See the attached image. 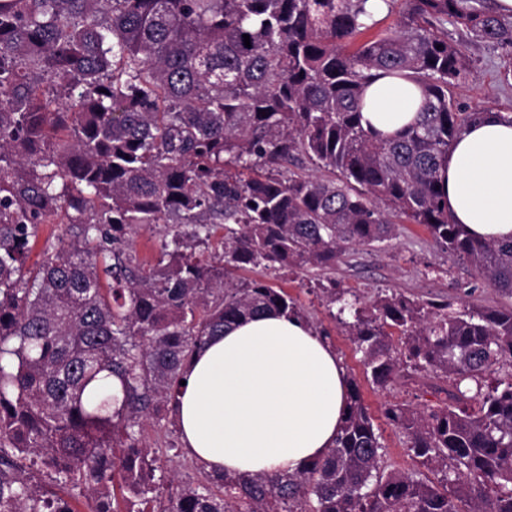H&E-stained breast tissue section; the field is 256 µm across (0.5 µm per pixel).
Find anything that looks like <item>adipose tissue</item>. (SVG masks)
<instances>
[{"label":"adipose tissue","mask_w":512,"mask_h":512,"mask_svg":"<svg viewBox=\"0 0 512 512\" xmlns=\"http://www.w3.org/2000/svg\"><path fill=\"white\" fill-rule=\"evenodd\" d=\"M419 87L369 85L363 124L386 136L414 121ZM455 223L476 239H512V122L485 113L457 139L439 174ZM347 373L305 321L271 312L226 328L192 359L174 408L180 444L208 471L243 478L295 473L333 448Z\"/></svg>","instance_id":"1"}]
</instances>
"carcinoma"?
I'll return each mask as SVG.
<instances>
[{
  "mask_svg": "<svg viewBox=\"0 0 512 512\" xmlns=\"http://www.w3.org/2000/svg\"><path fill=\"white\" fill-rule=\"evenodd\" d=\"M397 1L398 30L359 43L369 0H0V512H74L59 489L89 512H512V379L484 384L512 363V307L331 289L373 385L410 363L451 382L443 407L384 409L434 479L381 470L354 378L334 448L293 474L180 484L144 436L209 338L302 316L235 272L330 268L389 238L393 214L512 298V242L472 239L436 189L482 115L453 97L469 61L444 25L512 55V15L379 3ZM387 75L421 90L389 138L361 124ZM43 224L63 233L28 268ZM161 225L155 263L140 262L129 236Z\"/></svg>",
  "mask_w": 512,
  "mask_h": 512,
  "instance_id": "obj_1",
  "label": "carcinoma"
}]
</instances>
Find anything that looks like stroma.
<instances>
[{"label":"stroma","instance_id":"1","mask_svg":"<svg viewBox=\"0 0 512 512\" xmlns=\"http://www.w3.org/2000/svg\"><path fill=\"white\" fill-rule=\"evenodd\" d=\"M448 37L464 45L470 71L460 79L455 98L466 111L494 110L512 113V87L502 85L500 72L512 68V56L501 49L471 39L462 26L448 23ZM388 240L349 246L336 265L328 270L293 269L265 273V280L297 298L306 320L318 330L330 333L328 342L340 357L349 377L355 378L362 398L385 448L386 469L405 472L419 470V463L407 450L401 431L389 425L383 410L396 401L420 408H438L447 401L446 381L423 373H413L381 390L367 381L360 353L349 339V329L335 320L322 288L336 283L338 288L370 302L384 294H400L416 300L445 299L455 308H506L512 298L502 295L478 275L464 259L449 257L426 228L394 218Z\"/></svg>","mask_w":512,"mask_h":512}]
</instances>
